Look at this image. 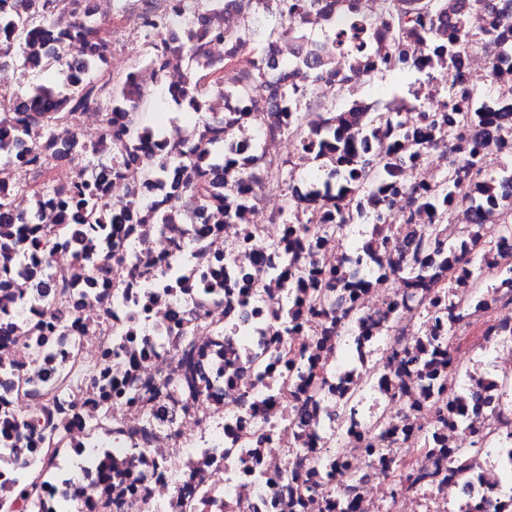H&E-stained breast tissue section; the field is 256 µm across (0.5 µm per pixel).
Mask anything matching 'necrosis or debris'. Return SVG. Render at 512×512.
Listing matches in <instances>:
<instances>
[{"label":"necrosis or debris","instance_id":"obj_1","mask_svg":"<svg viewBox=\"0 0 512 512\" xmlns=\"http://www.w3.org/2000/svg\"><path fill=\"white\" fill-rule=\"evenodd\" d=\"M103 2L90 0L92 16L111 23L117 49L169 0ZM505 2L454 0L469 35L453 71L467 86L473 64L484 67L492 112L512 107V54L484 55L468 38L494 30L511 45L512 15L503 29L494 12ZM366 3L317 0L301 17L306 52L334 58L314 75L285 32L262 55V81L236 64L250 49L235 32L285 17V0H224L197 26L219 75L203 102L208 135L224 144L226 184L247 189L238 215L144 185L147 161L200 150L208 135L150 133L119 152L104 133H120L126 113L79 114L76 137L93 131L103 149L105 197L145 191L151 207L76 238L48 202L18 244L0 234V257L19 272L0 302V512H512V234L497 231L512 221V183L490 219L463 197L444 224L420 209L415 187L460 158L469 125L453 145L433 133L414 160L409 142L380 135L400 183L382 208L370 188L342 195L304 175L320 152L303 153L295 129L320 142L321 99L386 76L377 61L395 37L363 24ZM338 29L363 50L339 45ZM162 79L176 97L190 82L178 53L135 71L127 98ZM283 164L284 184L274 177ZM357 200L361 214L324 237L328 214ZM448 243L460 260L433 276L428 262ZM399 259L424 287L392 273ZM35 264L53 289L21 277ZM336 266L343 282L313 305ZM105 359L108 398L80 372ZM412 471L423 474L414 484ZM38 473V495L13 496Z\"/></svg>","mask_w":512,"mask_h":512}]
</instances>
